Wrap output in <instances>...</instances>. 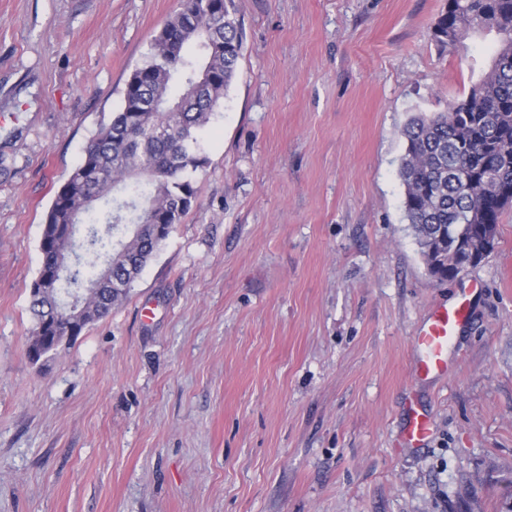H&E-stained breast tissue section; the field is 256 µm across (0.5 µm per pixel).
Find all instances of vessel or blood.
Wrapping results in <instances>:
<instances>
[{"mask_svg":"<svg viewBox=\"0 0 512 512\" xmlns=\"http://www.w3.org/2000/svg\"><path fill=\"white\" fill-rule=\"evenodd\" d=\"M470 303L461 298L432 308L415 340L419 361L417 371L422 375H444L448 372V348L459 326L467 321ZM432 431V422L424 414L412 412L402 434L408 447L421 445Z\"/></svg>","mask_w":512,"mask_h":512,"instance_id":"vessel-or-blood-1","label":"vessel or blood"}]
</instances>
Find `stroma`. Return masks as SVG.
<instances>
[{
  "label": "stroma",
  "mask_w": 512,
  "mask_h": 512,
  "mask_svg": "<svg viewBox=\"0 0 512 512\" xmlns=\"http://www.w3.org/2000/svg\"><path fill=\"white\" fill-rule=\"evenodd\" d=\"M177 5L0 0V512H512V205L441 281L399 178L408 119L496 46L436 43L447 0H234L197 206L30 361L44 216ZM474 282L447 375L417 378L418 326ZM432 431V421L418 411H411L409 423L402 434V440L408 448L421 445Z\"/></svg>",
  "instance_id": "obj_1"
}]
</instances>
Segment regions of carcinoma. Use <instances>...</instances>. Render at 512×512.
I'll list each match as a JSON object with an SVG mask.
<instances>
[{
    "instance_id": "1",
    "label": "carcinoma",
    "mask_w": 512,
    "mask_h": 512,
    "mask_svg": "<svg viewBox=\"0 0 512 512\" xmlns=\"http://www.w3.org/2000/svg\"><path fill=\"white\" fill-rule=\"evenodd\" d=\"M495 33L488 71L443 112L419 113L403 129L399 177L404 210L424 262L440 256V278L465 270L455 244L494 250L512 204V0H448L432 36L452 50L469 35ZM243 32L232 0H178L144 63L126 83L122 106L83 149V159L46 214L41 268L30 294L29 349L66 333L71 315L41 277L70 260L68 225L86 224L92 245L64 266L60 291L83 295L81 327L120 304L147 262L197 198L204 168L196 132L220 107L235 74Z\"/></svg>"
}]
</instances>
